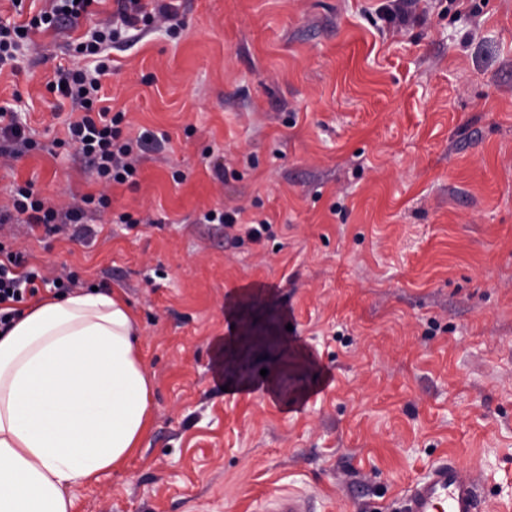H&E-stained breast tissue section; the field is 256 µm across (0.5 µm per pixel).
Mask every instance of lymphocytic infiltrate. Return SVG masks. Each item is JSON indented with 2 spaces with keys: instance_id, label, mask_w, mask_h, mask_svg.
Segmentation results:
<instances>
[{
  "instance_id": "f902f5d3",
  "label": "lymphocytic infiltrate",
  "mask_w": 512,
  "mask_h": 512,
  "mask_svg": "<svg viewBox=\"0 0 512 512\" xmlns=\"http://www.w3.org/2000/svg\"><path fill=\"white\" fill-rule=\"evenodd\" d=\"M47 8L32 16L23 25L0 22V69L17 68L22 50L32 30L42 27L58 31L74 26L88 15L94 0H48ZM116 8L109 20L95 24L87 40L77 45L79 54L96 59L93 69L75 68L57 70L48 88L59 97L69 100L78 117L68 122L67 135L77 151L88 160L97 180L123 184L132 180L143 153L164 150L168 137L163 133L143 131L137 138L123 137L120 129L124 113H110L102 107L99 78L108 65L104 52L112 46L129 41L131 32L144 30L154 22L166 23L170 33H178L181 24L174 5L160 0L154 7H146L142 0H114ZM24 123L10 107L0 106V159L13 158L22 150L33 147ZM107 195H86L80 202L59 211L44 206L34 198L31 187L16 188L12 211L0 212V224L11 223L14 216L24 217L27 224L43 227L46 234L72 231L74 237L85 236L87 223L93 218L92 205L107 206ZM56 285L58 291L79 287V279L70 272L50 280L41 269L31 266L21 252L6 250L0 245V332H7L19 316L18 305L34 297L40 286Z\"/></svg>"
}]
</instances>
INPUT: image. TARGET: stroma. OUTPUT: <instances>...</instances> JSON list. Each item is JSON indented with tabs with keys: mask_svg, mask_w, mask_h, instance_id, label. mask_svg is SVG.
Listing matches in <instances>:
<instances>
[{
	"mask_svg": "<svg viewBox=\"0 0 512 512\" xmlns=\"http://www.w3.org/2000/svg\"><path fill=\"white\" fill-rule=\"evenodd\" d=\"M172 2L180 34L109 49L101 79L123 134L169 137L135 184L101 189L47 88L112 0L0 71L35 142L0 165V210L28 181L57 209L109 197L92 239L0 242L120 293L151 387L138 452L74 512H260L279 490L401 512L449 455L512 512V0H418L401 24L395 0ZM222 207L232 231L201 221Z\"/></svg>",
	"mask_w": 512,
	"mask_h": 512,
	"instance_id": "35a3bbf8",
	"label": "stroma"
}]
</instances>
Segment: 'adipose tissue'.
Instances as JSON below:
<instances>
[{
  "label": "adipose tissue",
  "instance_id": "adipose-tissue-1",
  "mask_svg": "<svg viewBox=\"0 0 512 512\" xmlns=\"http://www.w3.org/2000/svg\"><path fill=\"white\" fill-rule=\"evenodd\" d=\"M133 314L82 292L0 335V512H73L71 486L122 467L150 422Z\"/></svg>",
  "mask_w": 512,
  "mask_h": 512
}]
</instances>
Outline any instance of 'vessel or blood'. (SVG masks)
Returning a JSON list of instances; mask_svg holds the SVG:
<instances>
[{
  "label": "vessel or blood",
  "instance_id": "vessel-or-blood-1",
  "mask_svg": "<svg viewBox=\"0 0 512 512\" xmlns=\"http://www.w3.org/2000/svg\"><path fill=\"white\" fill-rule=\"evenodd\" d=\"M263 512H313V509L306 496L280 491L265 501ZM403 512H482L479 486L464 475L457 459H443L410 487Z\"/></svg>",
  "mask_w": 512,
  "mask_h": 512
}]
</instances>
